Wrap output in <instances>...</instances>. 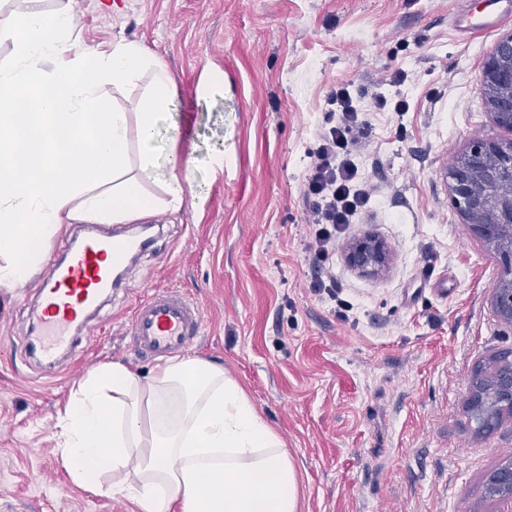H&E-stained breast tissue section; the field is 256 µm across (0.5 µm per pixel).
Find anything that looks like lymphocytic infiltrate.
I'll use <instances>...</instances> for the list:
<instances>
[{
  "label": "lymphocytic infiltrate",
  "instance_id": "obj_1",
  "mask_svg": "<svg viewBox=\"0 0 512 512\" xmlns=\"http://www.w3.org/2000/svg\"><path fill=\"white\" fill-rule=\"evenodd\" d=\"M328 102L337 110L336 123L323 132L310 155L305 194L306 218L313 234L306 248L317 264L329 263L346 242L350 224L366 209L372 185L361 177L354 142L366 123L347 87L334 91Z\"/></svg>",
  "mask_w": 512,
  "mask_h": 512
}]
</instances>
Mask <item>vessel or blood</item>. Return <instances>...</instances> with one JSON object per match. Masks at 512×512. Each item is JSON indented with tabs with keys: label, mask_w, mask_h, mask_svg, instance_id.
I'll list each match as a JSON object with an SVG mask.
<instances>
[{
	"label": "vessel or blood",
	"mask_w": 512,
	"mask_h": 512,
	"mask_svg": "<svg viewBox=\"0 0 512 512\" xmlns=\"http://www.w3.org/2000/svg\"><path fill=\"white\" fill-rule=\"evenodd\" d=\"M512 15V0H491L480 26L494 29ZM143 246L134 237L89 233L65 256L52 262L43 278L39 301L31 311L27 347L46 368L58 366L76 335L89 334V316L111 289L116 272ZM203 326V310L176 289L152 291L134 308L129 334L139 355L155 361L187 352Z\"/></svg>",
	"instance_id": "b4317fda"
}]
</instances>
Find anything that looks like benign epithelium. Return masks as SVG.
Instances as JSON below:
<instances>
[{
  "mask_svg": "<svg viewBox=\"0 0 512 512\" xmlns=\"http://www.w3.org/2000/svg\"><path fill=\"white\" fill-rule=\"evenodd\" d=\"M479 90L491 96L494 122L512 129V34L501 38L485 61ZM499 185L497 192L489 189ZM453 203L472 232L490 248L498 241L512 247V141L479 139L461 154L448 182ZM345 262L354 271L370 277L382 275L389 263L385 242L359 237L345 250ZM497 317L512 323V278H499L492 288Z\"/></svg>",
  "mask_w": 512,
  "mask_h": 512,
  "instance_id": "obj_1",
  "label": "benign epithelium"
}]
</instances>
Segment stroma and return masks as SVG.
I'll return each mask as SVG.
<instances>
[{
    "label": "stroma",
    "mask_w": 512,
    "mask_h": 512,
    "mask_svg": "<svg viewBox=\"0 0 512 512\" xmlns=\"http://www.w3.org/2000/svg\"><path fill=\"white\" fill-rule=\"evenodd\" d=\"M82 50L132 41L164 61L176 97L170 144L192 162L178 212L149 217L153 244L128 263L91 338L51 376L26 349L41 286H0V512H138L132 499L74 483L57 451V417L104 363L140 374L126 329L151 288L204 310L188 354L224 365L285 442L301 512H512L485 495L512 456V415L475 434L466 406L479 363L512 348L493 311L497 255L453 204L446 174L480 138L512 140L478 77L512 17L466 33L485 0H71ZM399 86L386 85L394 72ZM368 124L357 160L376 190L349 232L390 250L365 277L336 255L337 300L306 249L305 176L327 99L341 85ZM388 107L375 109L374 94ZM404 99L408 109L394 111ZM223 156V167L212 160Z\"/></svg>",
    "instance_id": "35a3bbf8"
}]
</instances>
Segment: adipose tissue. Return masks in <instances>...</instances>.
Returning a JSON list of instances; mask_svg holds the SVG:
<instances>
[{
    "mask_svg": "<svg viewBox=\"0 0 512 512\" xmlns=\"http://www.w3.org/2000/svg\"><path fill=\"white\" fill-rule=\"evenodd\" d=\"M69 4L18 0L0 34V286L26 283L67 224H130L179 210L189 159L155 164L159 124L176 94L167 66L140 45L78 50ZM150 75L134 111L107 85ZM59 453L71 479L109 490L139 512H300L284 441L223 366L172 357L150 375L115 362L78 385L61 418Z\"/></svg>",
    "mask_w": 512,
    "mask_h": 512,
    "instance_id": "obj_1",
    "label": "adipose tissue"
}]
</instances>
